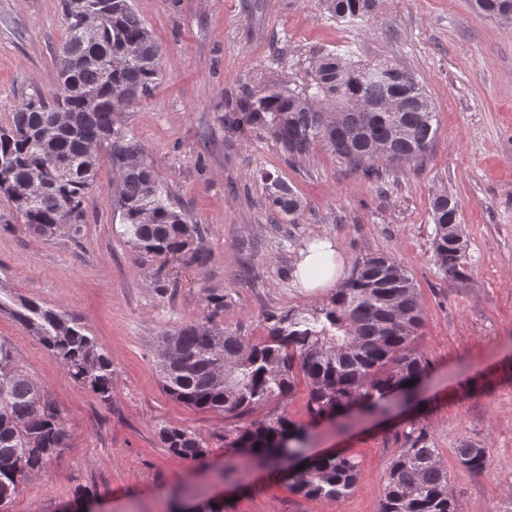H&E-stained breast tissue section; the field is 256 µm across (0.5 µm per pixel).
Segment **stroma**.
I'll list each match as a JSON object with an SVG mask.
<instances>
[{"label": "stroma", "instance_id": "1", "mask_svg": "<svg viewBox=\"0 0 512 512\" xmlns=\"http://www.w3.org/2000/svg\"><path fill=\"white\" fill-rule=\"evenodd\" d=\"M162 50L163 77L149 99L118 117L210 254L206 268L171 259L177 286L158 295L153 266L135 261L117 234L112 166L100 155L80 236L25 228L0 197V291L71 315L112 356V401L78 386L51 352L0 312L6 341L64 420L65 448L22 482L0 512H58L83 494L104 512H174L215 501L224 512H378L384 479L410 425L426 428L448 468L458 512H512V26L475 0H384L368 20L332 18L321 0H134ZM65 39L60 0H0V125L34 94L56 90ZM355 51L414 72L436 108L437 135L418 163L363 178L324 149L292 162L270 138L226 136L220 121L243 87L306 79L311 55ZM265 169L305 203L298 223L267 219ZM460 205L467 278L434 261V196ZM334 236L345 266L367 253L391 255L408 272L425 325L416 347L430 363L418 404L396 416L314 424L310 454L356 456L354 490L337 500L303 497L268 469L227 476L234 451L224 415L167 396L155 353L161 330L197 321L209 292L224 296V325L265 336L264 316L306 308L296 288L299 252ZM196 432L207 464L173 457L158 430ZM485 448L488 464L462 466V444Z\"/></svg>", "mask_w": 512, "mask_h": 512}]
</instances>
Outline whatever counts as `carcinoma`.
<instances>
[{
  "label": "carcinoma",
  "mask_w": 512,
  "mask_h": 512,
  "mask_svg": "<svg viewBox=\"0 0 512 512\" xmlns=\"http://www.w3.org/2000/svg\"><path fill=\"white\" fill-rule=\"evenodd\" d=\"M486 14L512 19V0H476ZM338 21L368 18L380 0H324ZM66 46L72 61L58 59L57 91L48 100L30 96L0 127V195L34 232L68 227L77 235L84 203L107 145L114 175L112 199L133 259L158 264L151 284L160 295L173 289L164 274L173 257L199 269L208 253L194 246L197 226L178 210L141 147L117 127L116 115L148 99L162 70L160 47L132 0H61ZM98 14L95 36L82 28L83 13ZM224 133L247 128L275 141L292 160L325 148L372 180L382 168L424 158L436 137L435 108L409 70L389 61H355L349 52L312 58L305 81L257 94L244 88L226 106ZM60 159L44 193L31 195L33 172ZM267 184L271 215L296 221L302 200L277 176L259 172ZM436 264L454 279L467 276L466 245L458 202L446 193L432 202ZM9 311L67 369L73 380L109 403L112 356L76 319L33 300L7 303ZM266 336L250 339L224 328V295L210 292L195 323L160 332L173 337L186 362L158 359L164 392L196 410L238 420L231 445L248 463L292 474L288 487L307 497L338 500L360 476L353 455L301 454L311 433L286 409L253 418L260 407L283 404L298 384L307 388L309 422L345 415L357 406L368 415L393 410L391 390L409 402L428 362L415 347L424 325L418 293L407 271L389 255L356 258L349 276L309 310L292 307L265 317ZM224 368V383L214 380ZM66 439L60 411L0 340V506L21 481L44 468ZM163 447L196 460L208 446L185 427L159 429ZM461 465L480 471L486 450L471 443L457 449ZM379 512H456L448 469L423 427L410 426L392 460Z\"/></svg>",
  "instance_id": "1"
}]
</instances>
